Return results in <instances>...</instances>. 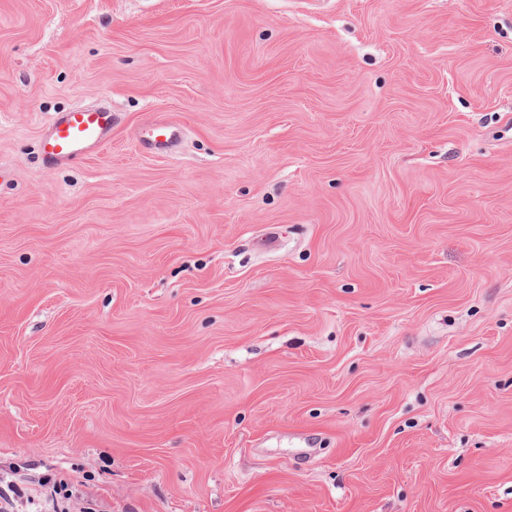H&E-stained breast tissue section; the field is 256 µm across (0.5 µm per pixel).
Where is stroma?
Segmentation results:
<instances>
[{"instance_id": "obj_1", "label": "stroma", "mask_w": 512, "mask_h": 512, "mask_svg": "<svg viewBox=\"0 0 512 512\" xmlns=\"http://www.w3.org/2000/svg\"><path fill=\"white\" fill-rule=\"evenodd\" d=\"M0 494L512 512V0H0ZM112 123L109 106L74 108L54 115L40 143L45 168L52 170L97 153L112 138ZM182 134L181 127L165 118H155L137 129L135 138L152 154H171Z\"/></svg>"}]
</instances>
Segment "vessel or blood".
<instances>
[{
    "mask_svg": "<svg viewBox=\"0 0 512 512\" xmlns=\"http://www.w3.org/2000/svg\"><path fill=\"white\" fill-rule=\"evenodd\" d=\"M111 107H81L54 115L45 127L40 143L46 169L84 159L97 153L112 137ZM181 127L165 118H156L137 129L135 138L151 153H172Z\"/></svg>",
    "mask_w": 512,
    "mask_h": 512,
    "instance_id": "b4317fda",
    "label": "vessel or blood"
}]
</instances>
